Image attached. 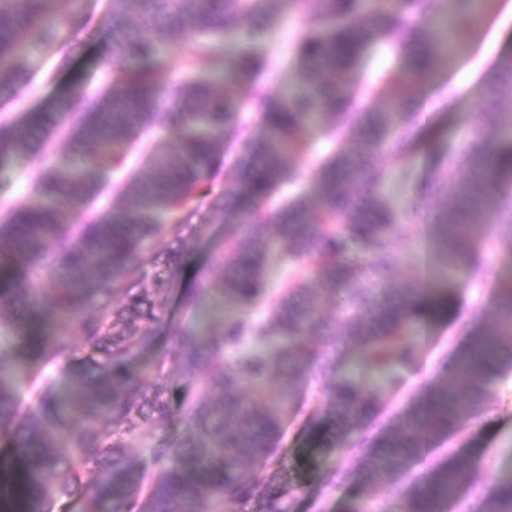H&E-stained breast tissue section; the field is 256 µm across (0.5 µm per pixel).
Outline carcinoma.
I'll use <instances>...</instances> for the list:
<instances>
[{
	"label": "carcinoma",
	"instance_id": "obj_1",
	"mask_svg": "<svg viewBox=\"0 0 512 512\" xmlns=\"http://www.w3.org/2000/svg\"><path fill=\"white\" fill-rule=\"evenodd\" d=\"M300 2L107 0L110 52L102 66H131L92 94L76 88L18 120L0 115L6 128L0 169L47 152L58 138L68 145L57 164L36 169L30 201L0 220V445L26 455L24 468L0 482L1 500L21 502L24 512H55L57 503L75 497L84 500V512H228L241 500L256 501L259 512H288L287 491L258 485L253 466L278 462L276 441L298 387L335 376L321 429L329 435L379 413L376 397L344 369L351 346L364 348L372 366L389 376L416 361L405 335L423 312L418 293L398 282L396 239L421 238L441 274L476 273L483 249L474 227L494 224L512 233V54L484 75L483 122L466 144L436 146V164L425 173L427 196L416 187L393 205L390 171L374 162L385 146L397 163L420 152L424 80L448 67V41L474 24L478 0H389L371 11L364 0H317L288 58L297 83L272 92L260 82L274 73L266 45L282 5ZM49 10L50 0H0V102L30 81L21 47L70 55L71 45L47 20ZM242 32L249 46L228 57L230 77L219 94L209 78L216 50ZM187 33L194 36L188 73L171 95L159 75L167 49ZM381 51L390 63L370 90L378 100L391 87L395 94L363 106L355 82L368 78L370 53ZM244 82L266 137L250 145L244 184L216 202L219 213H233L244 228L212 252L217 283L198 282L180 304L193 311L198 295L212 294L221 305H256L269 292L272 226L297 275L258 322L223 315L218 332L196 321L173 336L170 358L196 388L176 409L164 381L166 362L135 375L120 369L138 343L150 340L132 335L139 323L165 314L186 245L179 214L207 196L206 183L221 175L229 180L236 169L224 141L239 137ZM319 121L331 148L314 173L320 205L313 212L307 192L282 191L301 177L286 159L312 149L306 131ZM157 126L176 144L147 142L148 176L107 180L112 168L124 166L125 148ZM74 198L86 204L78 222L70 219ZM355 247L374 257L373 270ZM161 255L168 278L151 292L125 287ZM437 274L428 270L425 281L430 307L441 301ZM322 285L334 296L338 325L321 314ZM121 292L119 312L112 298ZM18 306L28 325L23 333L8 314ZM495 306L494 325L467 330L448 363L405 404L397 425L360 441L365 469L353 476L338 468L332 482H351L356 494L382 485L405 500L404 512H448L473 483L479 457L453 448L414 485L401 479L484 408L493 380L512 372V281L498 290ZM78 346L91 367L72 375L62 393L42 385L36 406L19 415V395L30 380L19 359L65 360ZM273 374L283 383L270 392ZM176 417L186 433L144 443L137 461L124 441L113 440L137 419L159 431ZM91 464L96 476L85 482ZM470 512H512V475Z\"/></svg>",
	"mask_w": 512,
	"mask_h": 512
}]
</instances>
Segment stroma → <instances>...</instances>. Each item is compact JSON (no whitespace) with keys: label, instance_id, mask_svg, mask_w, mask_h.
Listing matches in <instances>:
<instances>
[{"label":"stroma","instance_id":"1","mask_svg":"<svg viewBox=\"0 0 512 512\" xmlns=\"http://www.w3.org/2000/svg\"><path fill=\"white\" fill-rule=\"evenodd\" d=\"M315 7V0H305L301 9H283L270 36L271 47L287 53L292 38L299 35L308 23ZM83 9L93 13V21L88 27L74 29L66 25L61 29L62 37L72 43L68 59L50 53L31 57L33 82L20 90L17 98L8 104L7 110L12 117H20L48 98L64 93L72 85L92 90L112 82L113 72L102 70L97 65L107 46L104 0H53L52 14L60 19ZM510 52L512 0H487L482 21L455 50V65L425 82L428 104L423 112L428 115L434 129L439 130L441 140L461 142L467 127L481 121V77L501 55ZM448 81L459 89V100L450 111H434L432 103L438 97L440 86ZM224 188V180L209 183L208 200L184 213L188 250L182 275L170 293L171 302L164 324L144 330L145 335L153 337V344L135 353L128 364L129 370H142L164 351L168 345V324L187 326L193 323L195 316L214 315V296H202L198 310L193 314L179 308L177 301L181 290L191 287L198 277L214 276L211 266L214 247L240 232V224L229 219L219 220L210 206L211 199L220 196ZM477 233L487 240L483 269L475 277L462 271L449 280L446 309L429 314L424 334L413 340L418 350L413 370H399V382L391 386L365 363L362 348L351 352L348 375L381 398L384 411L375 419L376 427L382 429L394 424L396 413L420 393L422 377L435 376L463 331L475 323L491 324L496 290L503 281L512 278V252L497 243L499 230L496 226H481ZM326 403L323 383L303 385L284 420L278 463L272 467L258 465L254 468L255 478L260 483L268 484L280 478L287 480L289 512H344L349 502V489L327 486L326 475L338 466L354 472L364 465L363 456L355 448L361 427L337 432L328 449L319 450L314 419L325 410ZM462 436L469 447L475 449L481 466L473 485L463 493L461 502L452 504L448 512H465L467 503L486 494L498 479L512 474V373L490 385L485 408L464 423Z\"/></svg>","mask_w":512,"mask_h":512}]
</instances>
